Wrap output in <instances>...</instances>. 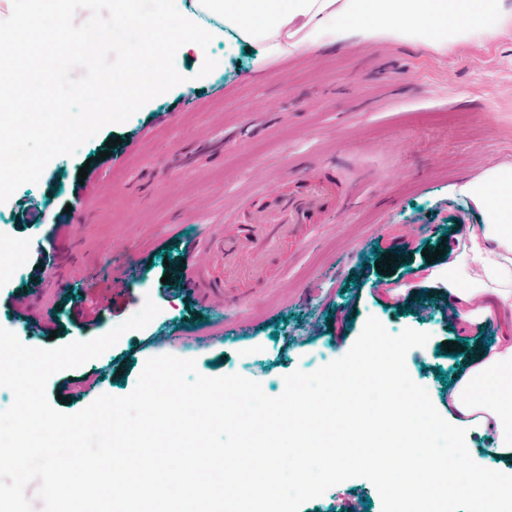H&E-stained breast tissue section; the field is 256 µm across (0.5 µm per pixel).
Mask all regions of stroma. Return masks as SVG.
<instances>
[{
	"instance_id": "obj_1",
	"label": "stroma",
	"mask_w": 512,
	"mask_h": 512,
	"mask_svg": "<svg viewBox=\"0 0 512 512\" xmlns=\"http://www.w3.org/2000/svg\"><path fill=\"white\" fill-rule=\"evenodd\" d=\"M176 67L184 83L106 126L74 155L54 158L38 182L0 204V244L25 247L19 271L0 272V326L23 344L50 348L104 335L148 298L160 309L100 357L53 375L51 405L75 413L100 395H127L145 362L170 352L195 360L203 375L237 373L275 397L286 375L344 356L373 316L393 335L429 333L425 346L408 352L406 367L452 419L448 389L475 348L467 343L454 356L446 343L485 342L500 327L448 315L437 271L474 225L466 202L448 188L512 165V24L447 53L378 40L260 66L247 46L216 39L177 54ZM114 137L119 145L108 146ZM326 169L336 175L335 192L354 188L350 207L322 216L260 297L227 312L204 305L194 286L166 280L205 237L242 216L253 195L297 187ZM409 224L417 227L411 237ZM438 248L443 256L428 261ZM391 253L401 263L379 273L378 261ZM88 290L107 300L91 322L79 315ZM176 331L182 345L167 348L163 337ZM203 333L215 337L204 350L197 344ZM70 379L87 385L59 400ZM354 505L382 512L369 480L336 485L300 512Z\"/></svg>"
}]
</instances>
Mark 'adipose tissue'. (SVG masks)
<instances>
[{
  "instance_id": "ef3b65f1",
  "label": "adipose tissue",
  "mask_w": 512,
  "mask_h": 512,
  "mask_svg": "<svg viewBox=\"0 0 512 512\" xmlns=\"http://www.w3.org/2000/svg\"><path fill=\"white\" fill-rule=\"evenodd\" d=\"M156 22L179 28L182 51L234 32L259 62L382 38L445 52L512 23V0H195L190 10L172 5ZM448 193L471 201L479 225L446 272L459 316L474 323L512 318V166ZM450 399L461 416H478L492 430L488 457H512V328L478 346Z\"/></svg>"
}]
</instances>
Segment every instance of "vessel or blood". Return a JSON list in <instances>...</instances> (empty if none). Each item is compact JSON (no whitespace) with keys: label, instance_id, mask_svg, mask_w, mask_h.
Listing matches in <instances>:
<instances>
[{"label":"vessel or blood","instance_id":"vessel-or-blood-1","mask_svg":"<svg viewBox=\"0 0 512 512\" xmlns=\"http://www.w3.org/2000/svg\"><path fill=\"white\" fill-rule=\"evenodd\" d=\"M351 198L348 192L333 196L332 183L325 176L305 180L297 192L268 196L263 205L251 209L248 221L225 225L223 234L204 242L207 261L190 258L180 275L197 288L206 303L237 306V299L224 290L225 279L244 272L263 278L277 244L298 235L315 216L329 209L344 211Z\"/></svg>","mask_w":512,"mask_h":512}]
</instances>
